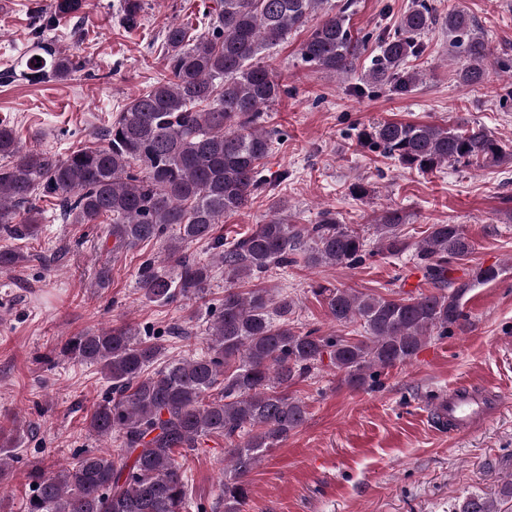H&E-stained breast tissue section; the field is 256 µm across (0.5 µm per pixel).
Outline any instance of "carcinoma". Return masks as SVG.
I'll use <instances>...</instances> for the list:
<instances>
[{
    "label": "carcinoma",
    "instance_id": "cac0c4a2",
    "mask_svg": "<svg viewBox=\"0 0 512 512\" xmlns=\"http://www.w3.org/2000/svg\"><path fill=\"white\" fill-rule=\"evenodd\" d=\"M326 0H217L207 31L188 26L166 30L167 66L160 80L129 99L104 134V143L59 156L24 149L14 128L0 123V238L41 237L44 209L56 200L71 224L111 220L112 253L162 242L178 257L170 277L149 256L137 270L138 288L149 302L169 304L204 298L213 268L224 267V297L210 320L206 347L199 354L171 359L159 369L163 346L130 323L72 336L60 352L98 368L107 388L86 416L98 438L117 435L119 452L82 449L75 462L56 470L34 466L27 473L26 512H190L192 492L176 450L193 451L206 438L227 441L224 481L218 504L224 512H244L248 476L271 448L307 418V407L289 389L329 360L352 389L377 382L380 373L410 360L433 336H446L463 317L462 299L472 283L448 287V271L474 250L460 224H433L417 244L415 267L428 293L393 292L387 297L320 285L339 329L304 330L294 318L296 302L240 283L258 279L271 267L285 268L300 254L310 267L358 265L375 251L366 249L359 229L341 224L324 210L308 226L282 217L285 204L273 202L270 219L231 242L216 234L223 217L250 203L267 183L263 160L272 152L273 132L264 112L286 93L258 56L292 30L307 28L302 62L333 75L351 74L367 40L354 34L349 4L324 10ZM86 0H50L36 10L40 28L51 29L78 17ZM143 0H120L119 19L140 25ZM463 58L462 84L479 85L487 76V46L474 20L462 10L444 18L427 0L414 3L394 32L377 38L376 53L361 76L368 85L412 91L419 74L407 68L422 50L423 36L438 21ZM81 68L75 56L43 39L26 60L20 77L31 83L65 78ZM361 144L406 169L430 173L444 164L486 167L512 160V146L483 125L379 122L358 133ZM406 215L384 211L373 225L378 251L400 255L408 248L401 226ZM206 242L213 260L183 255L185 246ZM28 261L18 248L0 249V269ZM360 324L363 334L344 329ZM23 428L0 424V482L10 479ZM454 512H498L496 500L470 496Z\"/></svg>",
    "mask_w": 512,
    "mask_h": 512
}]
</instances>
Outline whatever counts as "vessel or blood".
Segmentation results:
<instances>
[{"mask_svg": "<svg viewBox=\"0 0 512 512\" xmlns=\"http://www.w3.org/2000/svg\"><path fill=\"white\" fill-rule=\"evenodd\" d=\"M504 400V394L493 387L457 384L436 399V420L450 434L470 433L486 423Z\"/></svg>", "mask_w": 512, "mask_h": 512, "instance_id": "1", "label": "vessel or blood"}]
</instances>
